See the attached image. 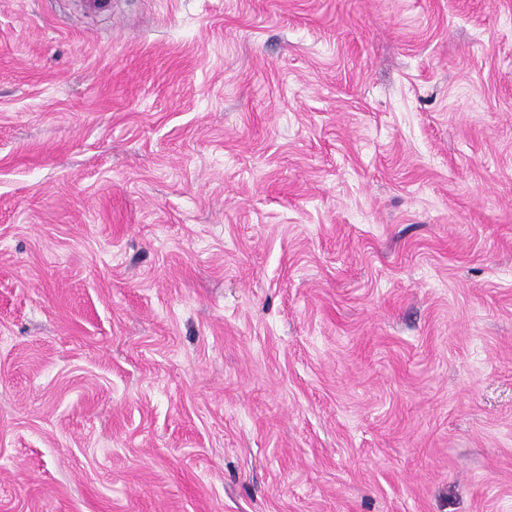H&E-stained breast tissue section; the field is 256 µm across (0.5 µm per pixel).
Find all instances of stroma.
Listing matches in <instances>:
<instances>
[{
	"instance_id": "1",
	"label": "stroma",
	"mask_w": 512,
	"mask_h": 512,
	"mask_svg": "<svg viewBox=\"0 0 512 512\" xmlns=\"http://www.w3.org/2000/svg\"><path fill=\"white\" fill-rule=\"evenodd\" d=\"M0 512H512V0H0Z\"/></svg>"
}]
</instances>
